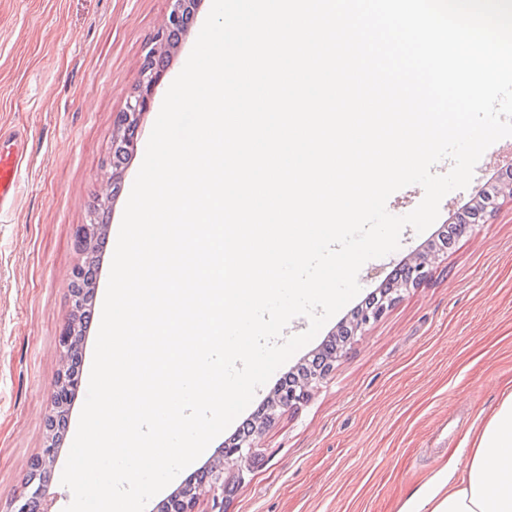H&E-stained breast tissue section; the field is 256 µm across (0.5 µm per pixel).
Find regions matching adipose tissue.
<instances>
[{"mask_svg": "<svg viewBox=\"0 0 512 512\" xmlns=\"http://www.w3.org/2000/svg\"><path fill=\"white\" fill-rule=\"evenodd\" d=\"M468 438L471 448L458 476L439 473L399 512H512V387Z\"/></svg>", "mask_w": 512, "mask_h": 512, "instance_id": "ef3b65f1", "label": "adipose tissue"}]
</instances>
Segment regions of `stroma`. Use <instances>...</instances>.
Listing matches in <instances>:
<instances>
[{
	"label": "stroma",
	"mask_w": 512,
	"mask_h": 512,
	"mask_svg": "<svg viewBox=\"0 0 512 512\" xmlns=\"http://www.w3.org/2000/svg\"><path fill=\"white\" fill-rule=\"evenodd\" d=\"M212 0L165 57L161 87L141 116L136 149L113 187L114 118L138 88L170 0H0V128L29 138L14 209L0 215V501L24 493L45 445L71 311L70 276L82 262L77 225L111 200L79 386L48 479V512L72 500L60 482L84 404L123 211L167 86L183 68ZM512 171L498 141L467 188L448 193L423 233L404 228L395 252L359 271L360 297L380 292L411 257ZM318 335L261 387L245 416L288 372L318 353ZM512 384V198L459 235L419 285L399 289L384 316L359 330L330 375L298 406L277 411L254 465L231 480L224 512H398L444 465L459 466L466 435Z\"/></svg>",
	"instance_id": "stroma-1"
}]
</instances>
